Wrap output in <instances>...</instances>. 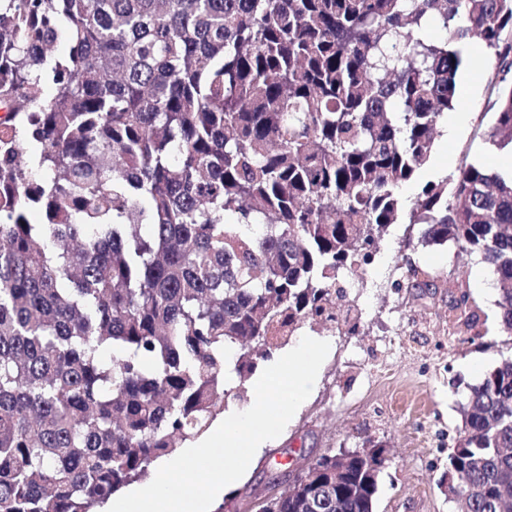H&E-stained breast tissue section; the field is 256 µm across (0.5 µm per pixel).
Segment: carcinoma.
<instances>
[{
  "instance_id": "cac0c4a2",
  "label": "carcinoma",
  "mask_w": 512,
  "mask_h": 512,
  "mask_svg": "<svg viewBox=\"0 0 512 512\" xmlns=\"http://www.w3.org/2000/svg\"><path fill=\"white\" fill-rule=\"evenodd\" d=\"M464 38L512 147V0H0V512L146 479L392 224L488 263L512 333V172L465 159L401 195ZM460 415L456 512L512 509V360ZM327 458L266 512H373L381 470Z\"/></svg>"
}]
</instances>
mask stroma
<instances>
[{"label":"stroma","mask_w":512,"mask_h":512,"mask_svg":"<svg viewBox=\"0 0 512 512\" xmlns=\"http://www.w3.org/2000/svg\"><path fill=\"white\" fill-rule=\"evenodd\" d=\"M488 55L477 44L469 50L455 105L466 115L463 129L454 140L436 139L429 164L404 187V198L452 175L467 155L489 169L512 170V150L482 138L495 122ZM416 236L407 225H392L373 262L347 275L351 321L342 333L303 325L300 335L329 342V354L282 434L221 495L226 512L271 475L289 482L320 454L371 441L388 455L374 512H454L442 478L460 407L470 385L512 358V334L500 325L496 290L475 280L491 279V267L450 243L421 246Z\"/></svg>","instance_id":"obj_1"}]
</instances>
